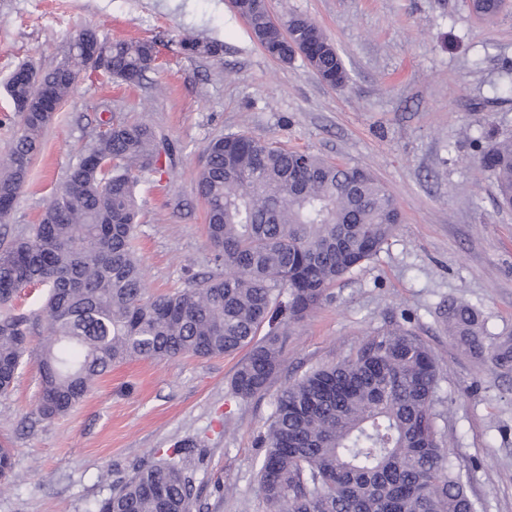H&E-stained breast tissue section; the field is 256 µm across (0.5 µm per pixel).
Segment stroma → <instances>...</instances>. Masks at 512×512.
I'll list each match as a JSON object with an SVG mask.
<instances>
[{
  "mask_svg": "<svg viewBox=\"0 0 512 512\" xmlns=\"http://www.w3.org/2000/svg\"><path fill=\"white\" fill-rule=\"evenodd\" d=\"M275 19L304 14L329 36L349 80L322 83L302 58L272 59L228 0H0V156L14 116L4 83L23 63L47 71L84 28L108 40L153 41L156 66L137 85L81 75L46 129L5 223L9 245L36 223L83 155L99 122L154 125L178 162L146 176L134 248L149 293L188 287L215 267L206 207L194 189L215 138L250 133L372 171L402 215L372 260L292 326L265 395L233 397L237 356H181L114 366L83 403L46 421L37 413L35 359L0 396V443L16 474L0 512H89L118 481L182 445L193 512H268L257 444L279 391L336 363L392 324L415 329L439 359L448 453L476 512H512V372L490 370L455 346L442 314L477 306L489 332H512V210L499 209L478 163L488 130L512 135V0L489 24L469 0H268ZM222 46L188 57L184 34Z\"/></svg>",
  "mask_w": 512,
  "mask_h": 512,
  "instance_id": "35a3bbf8",
  "label": "stroma"
}]
</instances>
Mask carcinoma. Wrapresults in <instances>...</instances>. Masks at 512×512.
Segmentation results:
<instances>
[{
    "mask_svg": "<svg viewBox=\"0 0 512 512\" xmlns=\"http://www.w3.org/2000/svg\"><path fill=\"white\" fill-rule=\"evenodd\" d=\"M502 0H471L493 21ZM239 14L272 58L288 63V41L310 42L307 66L329 85L348 80L341 56L310 18L278 22L245 0ZM87 39L108 60V78L140 83L155 62L147 41ZM181 48L214 57L213 42L184 37ZM80 43L38 82L13 75L7 94L20 117L0 160V221L12 213L54 114L36 111L42 90L62 104L93 71ZM63 189L27 233L0 250V306L32 285L47 297L31 315L0 311V394L25 358L38 362V414L51 420L80 404L112 366L133 359L209 358L247 350L229 381L250 399L278 373L288 329L329 297V288L376 256L401 216L395 197L369 171L249 134L212 140L194 179L206 206L215 270L174 293L149 295L132 248L141 176L174 162L173 144L145 123L103 120ZM480 164L512 208V136L494 139ZM448 333L477 356L512 369V333L491 338L479 311L448 306ZM40 349L29 348L34 326ZM437 359L400 324L368 337L345 359L305 373L277 394L259 442V484L269 512H470L474 508L449 458L438 401ZM175 448L162 464H144L89 512H190L192 484Z\"/></svg>",
    "mask_w": 512,
    "mask_h": 512,
    "instance_id": "cac0c4a2",
    "label": "carcinoma"
}]
</instances>
